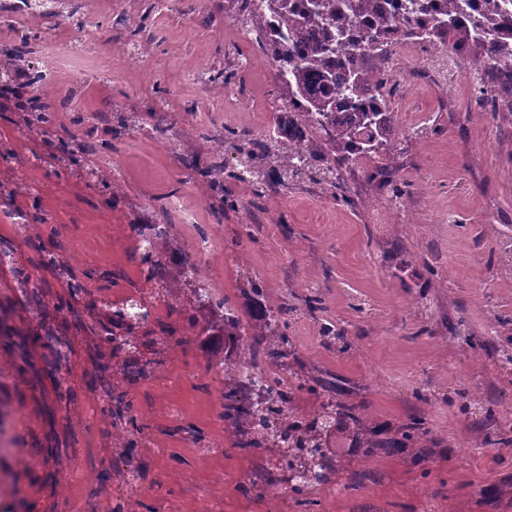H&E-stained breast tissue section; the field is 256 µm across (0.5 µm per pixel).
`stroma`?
Returning a JSON list of instances; mask_svg holds the SVG:
<instances>
[{
  "instance_id": "stroma-1",
  "label": "stroma",
  "mask_w": 512,
  "mask_h": 512,
  "mask_svg": "<svg viewBox=\"0 0 512 512\" xmlns=\"http://www.w3.org/2000/svg\"><path fill=\"white\" fill-rule=\"evenodd\" d=\"M21 29L43 81L33 91L13 73L0 90V249L13 257L0 266V512H512V445L490 442L512 422L511 114L449 87L424 48L390 71L400 209L368 178L375 155L336 189L307 173L219 190L204 167L273 140L282 107L271 58L227 0H66L55 16L0 0V64ZM216 72L231 82H209ZM19 95L57 103L50 130L27 127ZM71 95L78 111L61 106ZM88 129L103 156L72 165ZM175 199L193 223L162 217ZM146 224L163 227L165 271L135 337L166 344L135 381L104 338L125 333L111 304L150 292ZM202 233L214 247L190 277ZM256 284L290 307L289 367L336 380L299 393V418L331 400L360 418L323 438L337 472L311 510L289 491L259 495L264 461L224 423L230 351L199 293L243 314ZM121 402L133 424L114 419ZM418 419L425 434L402 450L367 452Z\"/></svg>"
}]
</instances>
